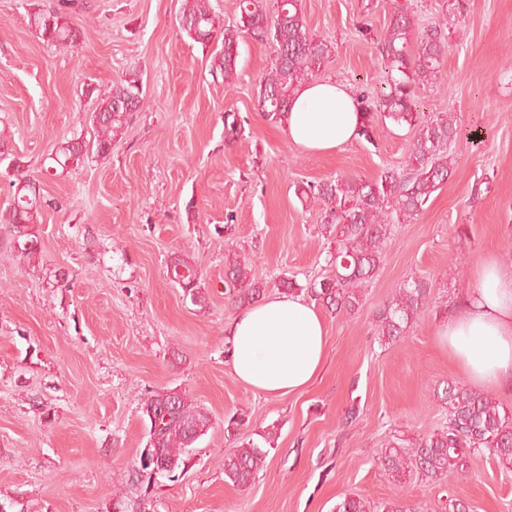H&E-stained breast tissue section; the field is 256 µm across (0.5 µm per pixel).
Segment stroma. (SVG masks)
I'll return each instance as SVG.
<instances>
[{
    "instance_id": "35a3bbf8",
    "label": "stroma",
    "mask_w": 512,
    "mask_h": 512,
    "mask_svg": "<svg viewBox=\"0 0 512 512\" xmlns=\"http://www.w3.org/2000/svg\"><path fill=\"white\" fill-rule=\"evenodd\" d=\"M55 2L0 0V146L49 201L27 261L3 219L9 178L0 165V512H119L118 489L126 506L145 500L146 512H336L347 497L371 512L396 497L408 512H445L451 498L470 512H512V470L489 453L439 481L397 482L377 463L388 441L447 425L434 390L467 378L438 333L484 261L512 264V0H407L418 25L449 14L462 23L437 79L418 92L422 112L454 113L461 127L452 174L416 219L392 226L359 310L323 311L328 348L317 379L276 399L230 372L226 329L239 309L224 291L226 250L269 295L284 277L321 279L335 244L302 187L402 166L415 128L381 123L372 140L302 152L255 108L271 44L244 38L228 87L182 31L180 0H77L68 49L29 23ZM392 3L299 0L308 30L334 47L320 77L359 93L385 87L374 38ZM124 80L139 83L143 107L111 153L42 177L55 145L92 139L96 104ZM228 112L244 122L229 144ZM177 257L197 268L204 306L172 282ZM411 279L429 283L427 306L405 338L387 342L375 315ZM167 390L187 394L210 427L187 468L148 497L131 482L149 440L141 407ZM234 413L245 424L230 437L224 420ZM270 429L264 467L249 486L233 485L225 452Z\"/></svg>"
}]
</instances>
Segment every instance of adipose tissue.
<instances>
[{
    "mask_svg": "<svg viewBox=\"0 0 512 512\" xmlns=\"http://www.w3.org/2000/svg\"><path fill=\"white\" fill-rule=\"evenodd\" d=\"M357 95L332 79L311 81L295 93L282 125L289 143L328 153L352 141L361 115ZM233 376L270 398L298 394L318 377L328 336L319 309L302 297L273 294L231 322ZM439 340L476 385L512 391V266L488 260L475 272L464 308Z\"/></svg>",
    "mask_w": 512,
    "mask_h": 512,
    "instance_id": "adipose-tissue-1",
    "label": "adipose tissue"
}]
</instances>
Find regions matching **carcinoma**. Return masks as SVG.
I'll return each instance as SVG.
<instances>
[{
	"label": "carcinoma",
	"instance_id": "carcinoma-1",
	"mask_svg": "<svg viewBox=\"0 0 512 512\" xmlns=\"http://www.w3.org/2000/svg\"><path fill=\"white\" fill-rule=\"evenodd\" d=\"M73 0H58L46 12L30 17V23L48 43L71 47L76 39L69 9ZM235 24H218L209 0H181L182 30L203 46L213 39L222 48L213 53L211 71L224 80L237 78L239 42L248 35L274 47V61L261 80L255 106L265 118L279 122L289 111L295 91L316 77L333 52L332 44L309 32L298 0H280L270 11L266 0H239ZM452 18L416 30L414 16L408 8L395 5L393 18L386 30L376 38L379 53L388 70L387 90L375 97L358 99L357 111L363 114L359 136L371 139L375 120L389 119L396 124L418 126L410 144L403 168L383 169L377 178L341 175L309 185L307 197L324 206L321 228L325 236H335L336 250L329 251L326 263L332 275L305 287L292 278L279 286L286 294L306 291L327 309L338 313H354L362 305L361 288L376 274L387 240L389 221L409 222L424 209L431 194L447 179L453 165L448 145L458 134V124L451 113H438L428 118L416 112L418 89L433 83L440 72L448 48L445 29L457 26ZM142 92L133 82H120L101 97L93 115L94 139L87 143L71 139L59 147L53 164L44 168L49 173L78 163L87 155V147L106 155L112 140L125 128L133 113L142 107ZM14 168L9 224L16 239L23 240L22 251L35 257L38 236L31 227L39 223L43 208L49 205L36 182L18 176L20 162L11 160ZM225 286L234 293L239 305L252 304L263 296L264 287L250 279L248 267L236 257L225 262ZM174 282L184 296L195 305L206 302L197 269L184 259L173 260ZM429 289L422 280H408L399 287L377 316L378 335L395 341L412 328L426 305ZM441 401L448 406L447 428L428 434L411 444L391 442L381 450L379 464L393 478L417 474L429 479H442L465 472L466 455L486 450L500 465L512 468V416L482 392L460 383H449L442 390ZM150 423L147 447L168 468L158 477H173L186 468L189 452L209 428V418L185 394L173 390L155 392L142 406ZM271 429L261 435L264 444L252 440L242 442L224 454V476L238 486L248 485L263 468L274 441Z\"/></svg>",
	"mask_w": 512,
	"mask_h": 512
}]
</instances>
